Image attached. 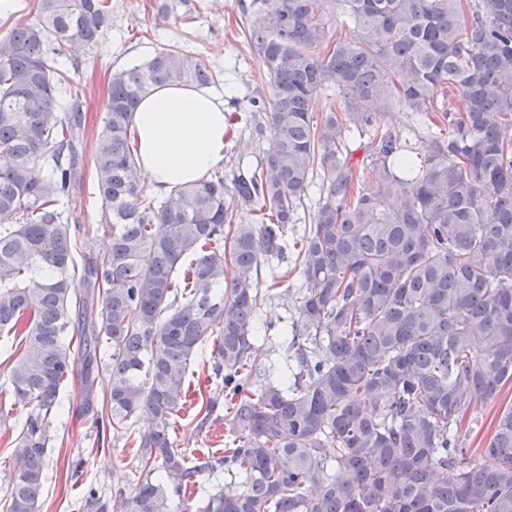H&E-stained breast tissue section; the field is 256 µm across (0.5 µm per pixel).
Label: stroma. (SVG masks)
<instances>
[{"label":"stroma","instance_id":"1","mask_svg":"<svg viewBox=\"0 0 512 512\" xmlns=\"http://www.w3.org/2000/svg\"><path fill=\"white\" fill-rule=\"evenodd\" d=\"M173 2L174 10L163 13L158 9V0H112V26L96 46L70 43L51 58L53 68L66 71L71 81L81 84L87 92L83 105L85 142L94 146L103 126L112 72L174 47L205 59L217 73L220 86L234 89L233 96L224 102L234 132L220 165L225 176L255 168L269 140L254 133L256 124L266 119L254 104L270 102L272 85L258 53L247 40L248 30L256 19L252 0ZM69 208L78 224L93 227L91 246L94 252H102L109 237L99 222L101 200L93 168H86L81 182L73 188ZM212 349V344H205L188 372L193 404L224 386L222 377L211 370ZM9 372V363L0 358V505L10 495L8 468L12 442L30 413L29 408L14 404ZM193 404L177 420L178 447L190 455L199 448L223 447L229 432L226 420L199 428ZM508 404L512 405V381L503 386L497 402L477 405L466 416L460 438L467 448L485 447L499 407ZM93 417L84 401L80 381L64 387L61 405L50 424L52 441L47 452V480L40 512H78V504L90 485L106 495L131 489L134 470L129 446L122 438L99 443Z\"/></svg>","mask_w":512,"mask_h":512}]
</instances>
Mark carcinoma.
<instances>
[{
    "instance_id": "1",
    "label": "carcinoma",
    "mask_w": 512,
    "mask_h": 512,
    "mask_svg": "<svg viewBox=\"0 0 512 512\" xmlns=\"http://www.w3.org/2000/svg\"><path fill=\"white\" fill-rule=\"evenodd\" d=\"M338 4L330 16L323 0H253L270 142L232 194L215 171L158 202L132 152L141 99L163 85L209 88L210 66L165 49L112 73L91 156L110 228L102 253L92 227L69 224L84 91L47 58L97 45L112 0H34L33 18L0 35V349L15 347L12 396L31 408L5 512H39L61 389L80 374L90 405L102 372L96 428L119 437L141 411L153 425L132 440L131 491L105 499L91 487L80 512H172L174 497L190 512L219 468L228 482L195 512H512V406L483 449L493 464L460 441L468 413L512 380V0ZM326 88L342 109L318 120ZM393 106L427 126L424 154L376 126ZM316 176L296 253L303 283L283 294L296 366L261 381L258 271L295 233ZM213 336L224 396L196 415L204 425L224 404L228 448L190 459L173 420Z\"/></svg>"
}]
</instances>
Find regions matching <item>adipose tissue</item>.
Listing matches in <instances>:
<instances>
[{"instance_id": "obj_1", "label": "adipose tissue", "mask_w": 512, "mask_h": 512, "mask_svg": "<svg viewBox=\"0 0 512 512\" xmlns=\"http://www.w3.org/2000/svg\"><path fill=\"white\" fill-rule=\"evenodd\" d=\"M136 162L156 194L203 180L224 160V98L185 85L156 88L133 117Z\"/></svg>"}]
</instances>
